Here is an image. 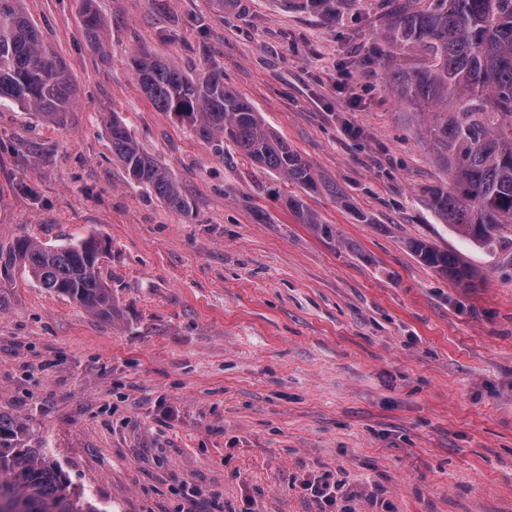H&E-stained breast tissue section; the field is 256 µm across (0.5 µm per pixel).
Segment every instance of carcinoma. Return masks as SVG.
<instances>
[{
  "mask_svg": "<svg viewBox=\"0 0 512 512\" xmlns=\"http://www.w3.org/2000/svg\"><path fill=\"white\" fill-rule=\"evenodd\" d=\"M93 0H82L84 35L97 53L106 52L102 21ZM297 8L336 17V0H283ZM414 55L412 68L401 64ZM137 83L160 112L187 121L199 138L224 156L233 144L263 169L313 189L311 165L265 123L260 112L224 85V70L209 65L195 77L142 49L131 58ZM364 64L383 75L399 100L417 106L421 140L451 176L450 184L426 188L431 207L461 238L483 249L512 238V0H404L389 12ZM75 87L66 67L29 18L24 0H0V102L9 101L42 120L59 123L70 111ZM112 157L129 183L184 214L193 211L173 172L145 153L126 124L112 115ZM288 209L323 237L322 224L305 201ZM409 249L459 286L477 270L459 255L412 240ZM107 248L89 236L47 245L28 234L0 243V270L23 271L40 287L62 295L86 313L112 321L116 305L101 275ZM26 425L0 410V512H106L72 486L44 449L29 448Z\"/></svg>",
  "mask_w": 512,
  "mask_h": 512,
  "instance_id": "cac0c4a2",
  "label": "carcinoma"
}]
</instances>
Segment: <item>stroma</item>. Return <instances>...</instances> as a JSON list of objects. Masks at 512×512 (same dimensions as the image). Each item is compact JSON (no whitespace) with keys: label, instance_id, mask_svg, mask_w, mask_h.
Here are the masks:
<instances>
[{"label":"stroma","instance_id":"stroma-1","mask_svg":"<svg viewBox=\"0 0 512 512\" xmlns=\"http://www.w3.org/2000/svg\"><path fill=\"white\" fill-rule=\"evenodd\" d=\"M26 0L77 90L62 124L0 103V242L94 235L114 321L0 273V410L107 512H512V242L455 235L425 187L448 180L420 118L360 65L389 0L335 19L283 0ZM206 64L312 166L309 190L233 145L216 154L154 108L140 48ZM122 118L194 204L132 187ZM301 196L333 238L288 210ZM459 254L461 287L410 251ZM92 2L93 0H82L84 35L89 45L96 53H105L106 48L100 37L102 21L94 10ZM336 481H332L330 474H324L322 477L314 479L307 485V490L311 491V494L320 503L326 504L327 506H336Z\"/></svg>","mask_w":512,"mask_h":512}]
</instances>
